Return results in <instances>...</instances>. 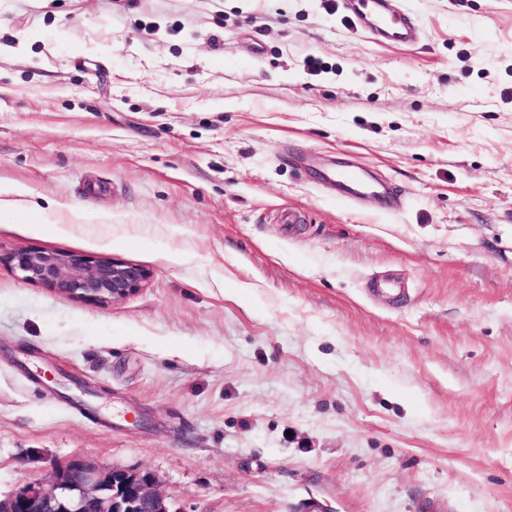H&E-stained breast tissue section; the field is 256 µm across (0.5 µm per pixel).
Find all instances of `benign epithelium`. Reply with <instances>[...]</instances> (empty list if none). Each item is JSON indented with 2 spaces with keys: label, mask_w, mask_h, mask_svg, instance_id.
Returning a JSON list of instances; mask_svg holds the SVG:
<instances>
[{
  "label": "benign epithelium",
  "mask_w": 512,
  "mask_h": 512,
  "mask_svg": "<svg viewBox=\"0 0 512 512\" xmlns=\"http://www.w3.org/2000/svg\"><path fill=\"white\" fill-rule=\"evenodd\" d=\"M0 265L58 295L108 307L137 293L150 272L118 259L53 250L0 252ZM0 512H167L154 478L120 466L101 468L80 457L54 470L47 485L30 484Z\"/></svg>",
  "instance_id": "1"
}]
</instances>
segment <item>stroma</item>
Listing matches in <instances>:
<instances>
[{
	"instance_id": "stroma-1",
	"label": "stroma",
	"mask_w": 512,
	"mask_h": 512,
	"mask_svg": "<svg viewBox=\"0 0 512 512\" xmlns=\"http://www.w3.org/2000/svg\"><path fill=\"white\" fill-rule=\"evenodd\" d=\"M393 6L416 44L323 0H0V248L151 272L98 308L0 266V500L80 456L168 512H512V0ZM336 180L345 189L348 196H355L359 193L379 194L377 187L365 182L361 174L354 169H343L337 172Z\"/></svg>"
}]
</instances>
